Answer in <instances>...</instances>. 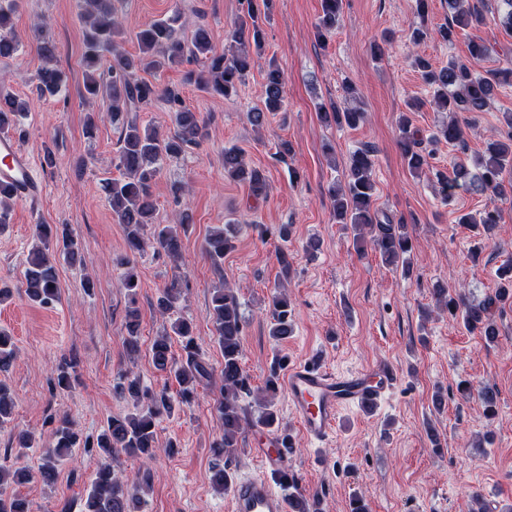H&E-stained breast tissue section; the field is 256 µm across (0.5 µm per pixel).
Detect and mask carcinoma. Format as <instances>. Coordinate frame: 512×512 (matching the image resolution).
Masks as SVG:
<instances>
[{"instance_id":"cac0c4a2","label":"carcinoma","mask_w":512,"mask_h":512,"mask_svg":"<svg viewBox=\"0 0 512 512\" xmlns=\"http://www.w3.org/2000/svg\"><path fill=\"white\" fill-rule=\"evenodd\" d=\"M267 0H241V14L225 34L224 51L215 50L207 28L199 26L189 37L178 34L175 24L180 10L174 9L165 19L147 24L137 34L140 55H128L121 50V21L116 12L120 0H78V18L82 25V64L85 70L84 95L98 98L105 104L104 112L112 124L120 127V146L115 167L120 177L103 185L112 208L115 221L123 225L126 253L114 260L123 269V286L136 295L138 273L134 257L149 245L165 253L177 263L182 257L181 230L190 224L189 214H183L176 224H158L155 220L156 205L152 188L165 164L180 158L188 149L199 145L207 137L206 125L199 113L183 105V99L175 87L149 81L143 72H160L176 68L186 62L202 65L198 73H186L187 81L209 95L232 99L238 95L250 72L253 58L248 48L261 50L263 25L266 16L259 9V2ZM496 7L482 4L471 5V0H445L451 20L439 27L437 36L448 43L453 40L455 29H477L486 22V14L507 31L512 32V0H494ZM18 8V0H0V57H9L18 49V41L8 21ZM343 9V0H321V15L316 28L319 36L336 27ZM44 66L37 76L36 91L44 98L56 96L66 85L68 75L57 64V46L48 37L39 43ZM415 67L421 72L424 83L431 89V100L413 99L407 103L415 112L431 103L439 112L448 113L433 134L435 140L449 143L463 141L466 114L482 112L497 88L505 83L512 85V67H506L483 75L468 65L454 60L448 66L435 69L429 61L417 56ZM285 78L274 63L265 71L263 85L264 109L248 113V119L256 127L262 126L269 112H278L284 106ZM158 99L165 101L173 112L172 130L161 134L155 127L142 126L135 113L143 106ZM27 104L12 95L0 93V130L19 128ZM365 112L358 107H346L328 112L321 110L320 118L327 125L355 128L363 122ZM504 135L487 143L483 153L456 163L453 176L440 171L434 173L432 185L435 194L444 202L458 191L466 190L494 198L512 196V112L502 114ZM400 136L398 146L409 170L416 176L428 166L421 149L418 131L412 128L408 115L399 117ZM374 150L365 145L356 150L346 168L344 184L331 187L329 196L338 224H350L357 234L356 246L370 244L385 263L410 275V255L414 244L406 224L392 223L385 213L374 208L375 182L373 179ZM224 173L232 180L248 185L255 197L267 195V179L262 170L250 166L241 150L224 149ZM498 207L486 206L475 213L462 214L457 223L489 233L500 223ZM241 225L231 221L213 230L206 239L205 251L214 264L224 259V254L236 247ZM38 244L26 261L24 293L29 301L43 306L59 299L57 260L65 256L74 262L80 259V247L67 227L52 231L47 224L35 225ZM498 287L494 294L482 299L463 289L454 292L437 284L433 288L436 305L448 311L452 318H461L464 326L476 332L487 343L497 341L499 332L494 320V308L512 302V262L498 269ZM183 299L181 277L174 275L163 288L155 304L156 312L169 320V331L158 336L151 347L154 367L173 376L179 386L176 395L166 391L151 392L137 377L125 375L115 386L116 395L135 405L136 411L114 415L105 428L93 440L81 439L72 421L64 415L52 429V443L43 458L39 473L43 481H54L58 467L70 455L73 448H86L114 459L121 454L139 459L152 460L160 451L157 445V420L162 413L171 414L175 408L188 404L194 398L196 387L210 380L212 373L201 357L191 323L177 314ZM269 336L285 340L293 332V312L288 295L276 290L269 298ZM209 314L218 346L224 356L221 369L222 384L215 398V408L222 421V434L211 448L216 457L237 447L239 437L250 427L270 431L279 428V416L275 408L277 395L276 377H270L259 398L257 415L252 417L241 404V397L250 393L248 376L241 362V336L244 317L241 304L231 289L219 286L213 289ZM141 316L138 307L131 305L125 316L124 345L128 353H136L140 347ZM177 337L185 353V361L179 363L171 353L172 337ZM16 357L13 336L0 330V372L6 370ZM75 361H64L57 367L54 385L60 389L70 386V370ZM484 416L492 419L497 411L499 392L493 385L478 389ZM13 401L5 385L0 383V427L10 423ZM31 471L20 466L10 471L0 466V512H31L29 501L16 494L7 493L8 481L21 485L30 481ZM211 482L221 493L233 484V475L219 463L212 467ZM288 492L291 512H325L318 495L305 494L294 474L279 482ZM139 499L127 482L112 469L101 466L93 478L87 493L84 512H136Z\"/></svg>"}]
</instances>
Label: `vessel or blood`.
<instances>
[{
  "label": "vessel or blood",
  "mask_w": 512,
  "mask_h": 512,
  "mask_svg": "<svg viewBox=\"0 0 512 512\" xmlns=\"http://www.w3.org/2000/svg\"><path fill=\"white\" fill-rule=\"evenodd\" d=\"M0 183L12 185L18 201L32 203L42 198L45 187L33 172L31 159L23 154L13 136L0 134ZM398 383L392 364H382L361 373L336 374L314 363L289 367L284 377L288 402L295 410L304 435L323 442L336 429L343 409L370 410ZM262 465L276 473H287L288 462L281 448L255 449ZM233 512H288L287 502L267 479L243 476L231 492Z\"/></svg>",
  "instance_id": "obj_1"
}]
</instances>
